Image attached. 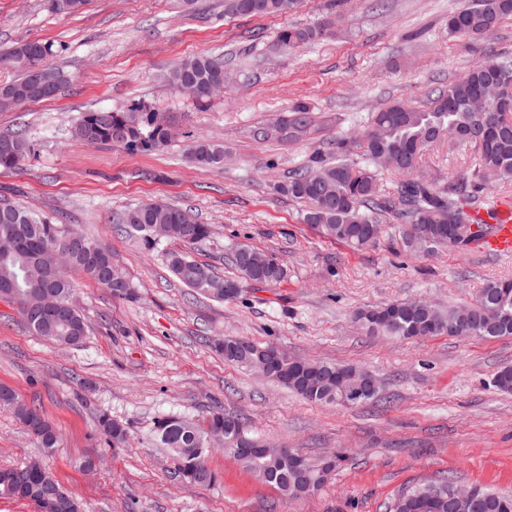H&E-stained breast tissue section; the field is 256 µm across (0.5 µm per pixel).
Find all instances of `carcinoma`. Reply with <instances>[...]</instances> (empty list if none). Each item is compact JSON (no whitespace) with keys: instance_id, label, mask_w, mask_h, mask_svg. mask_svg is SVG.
I'll return each mask as SVG.
<instances>
[{"instance_id":"1","label":"carcinoma","mask_w":512,"mask_h":512,"mask_svg":"<svg viewBox=\"0 0 512 512\" xmlns=\"http://www.w3.org/2000/svg\"><path fill=\"white\" fill-rule=\"evenodd\" d=\"M88 0H49L52 12L72 15L80 12ZM300 0H224V11L238 15L286 16L295 10ZM512 14V0H464L463 5L448 16V35L458 41L474 42L491 32L505 16ZM330 23L312 26H282L276 35L277 46L296 51L323 39ZM51 47L39 40L18 42L0 49V68L14 69L18 78L9 83L16 101L49 100L56 96L65 82L59 70L46 66L44 72L55 85V92L35 95L30 88L35 66L46 62ZM169 83L181 92L190 94L197 102L212 98L215 88L224 82V60L209 55H193L183 59L170 73ZM503 87L512 97V59L477 64L439 90L424 110L402 102H393L376 113L372 123L357 137L339 135L330 143L334 161L325 162L317 151L310 159L311 166L296 170L288 180L274 190L307 205L304 221L324 236L363 250L377 241L365 233L371 225H380L391 218L400 224L399 237L412 254L437 246L464 251L483 233L489 223L477 217L483 200L480 193L492 182H512V106L498 102V88ZM484 92L485 107L478 112L473 101ZM172 119L145 104H135L123 111L100 109L85 112L73 129V136L85 143L120 147L130 153L160 151L171 141ZM313 126L312 112L303 102L296 103L283 117L254 127L253 136L259 141L300 139ZM458 143L469 145L478 153L477 168L460 175L448 188L440 189L431 183L411 178L425 151L448 136ZM32 144L17 132L0 136V170L15 171L31 153ZM361 160L356 161L354 157ZM188 159L197 166L216 167L224 159V147L207 140H197L188 147ZM384 166L403 175L392 193L377 189L376 168ZM13 211L0 210V286H9L14 303L30 332L42 339L64 346L80 343L86 333V322L77 309L57 325L46 322L38 312L42 288L34 287L31 266L36 254L55 250L61 255V278L52 292L66 305L75 294L69 278L72 270L108 288L120 299L134 297L132 286L122 269L113 262L112 251L88 234L66 224H56L43 214L12 204ZM122 223L142 244L152 249L159 240L154 229L165 230L163 239L182 245L180 251L167 253L169 268L175 278L194 293L220 301H233L241 296L244 286L255 290L276 286L288 278V269L276 257L263 255L264 263L253 265L238 258L233 264L236 277L224 279L215 275L211 266L195 260L188 249L208 239L210 226L189 220V213L177 206L159 202H144L129 207ZM459 308H439L433 304L415 307L411 302H392L359 309L355 319L367 331L378 336L388 335L409 339L413 336H432L428 322L443 327L453 319ZM471 321L459 333L461 337L492 339L512 336V278L493 280L482 289L469 305ZM276 382L314 403H335L336 396L321 390H308L290 379ZM0 405L13 409L23 426L34 415L40 426L36 437L40 447H58L55 428L35 408L19 401L16 393L0 385ZM100 433L123 447L128 438L124 424L106 414L98 420ZM224 433V450L234 453L241 440L257 441L242 420L224 427V412L212 411L203 423L192 422L178 415H166L156 423V435L170 450L178 477L202 486L217 481L208 467L207 440L209 434ZM332 464L326 457L305 458L307 475L316 487H321L345 461L341 453H333ZM237 460L250 469L264 484L278 490L289 499L308 496L286 456H239ZM27 471L24 481L33 494L27 501L40 507V499L56 495L73 497L42 465L7 467L1 474ZM455 483L450 480L428 482L402 493L393 505L394 512H448V493ZM453 512H512V494L474 486L470 498L455 503Z\"/></svg>"}]
</instances>
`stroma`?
<instances>
[{
	"label": "stroma",
	"instance_id": "1",
	"mask_svg": "<svg viewBox=\"0 0 512 512\" xmlns=\"http://www.w3.org/2000/svg\"><path fill=\"white\" fill-rule=\"evenodd\" d=\"M461 4L302 0L273 18L225 14L224 0H91L73 16L51 13L47 0H0V48L49 43L48 64L68 77L54 99L0 111V133L25 131L34 147L20 169L0 173V199L109 246L136 293L117 299L71 272L87 332L65 347L33 336L17 309L0 301V384L39 408L59 436L56 451L44 454L13 410L0 406V467L41 461L85 512H391L400 494L441 477L512 491V395L493 384L512 366V336L399 339L369 335L354 320L367 305L470 303L488 281L512 278V255L437 247L413 256L391 223L375 247L355 251L305 224L302 205L272 190L387 103L425 108L471 65L512 58V16L478 42L449 38L448 16ZM327 18L329 38L288 53L276 48L282 25ZM196 54L223 55L232 79L203 106L166 80ZM299 101L317 119L311 140L253 138L254 126ZM136 102L173 117L178 134L164 151L73 138L82 113ZM198 138L223 144V166L186 160ZM476 159L473 147L447 139L425 153L417 174L444 188ZM148 201L188 209L210 225V238L191 255L217 275L235 276L231 251L245 244L275 254L287 281L231 302L193 297L167 267L173 243L148 249L120 229L124 209ZM226 336L369 368L382 388L363 404L311 403L226 364L213 347ZM215 408L244 418L268 442L311 457L341 451L346 460L300 500L219 448L208 458L217 483H185L156 422L167 414L198 421ZM103 412L126 425L127 447H109L97 427Z\"/></svg>",
	"mask_w": 512,
	"mask_h": 512
}]
</instances>
